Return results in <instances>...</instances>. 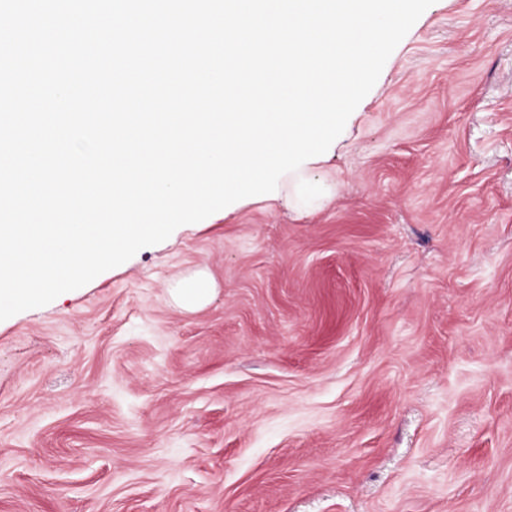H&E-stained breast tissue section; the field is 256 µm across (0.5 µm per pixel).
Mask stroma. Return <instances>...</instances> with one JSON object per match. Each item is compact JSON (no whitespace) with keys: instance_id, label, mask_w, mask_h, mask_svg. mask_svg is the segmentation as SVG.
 Segmentation results:
<instances>
[{"instance_id":"1","label":"stroma","mask_w":512,"mask_h":512,"mask_svg":"<svg viewBox=\"0 0 512 512\" xmlns=\"http://www.w3.org/2000/svg\"><path fill=\"white\" fill-rule=\"evenodd\" d=\"M0 512H512V0H435L275 191L0 321ZM210 290L211 288L206 278L196 277L184 281L176 289V298L183 307L193 309L207 299Z\"/></svg>"}]
</instances>
